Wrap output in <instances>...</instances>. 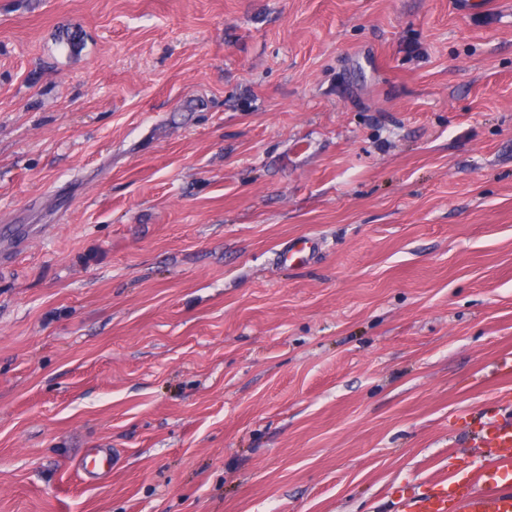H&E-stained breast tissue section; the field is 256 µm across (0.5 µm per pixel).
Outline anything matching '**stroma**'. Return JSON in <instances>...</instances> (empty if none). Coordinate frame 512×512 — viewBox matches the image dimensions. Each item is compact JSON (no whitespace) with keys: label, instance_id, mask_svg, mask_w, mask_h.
<instances>
[{"label":"stroma","instance_id":"1","mask_svg":"<svg viewBox=\"0 0 512 512\" xmlns=\"http://www.w3.org/2000/svg\"><path fill=\"white\" fill-rule=\"evenodd\" d=\"M0 254V512H398L512 400V0H0ZM318 250V244L312 239H303L298 244L288 243L282 247L278 254V260L283 263L303 262L313 258Z\"/></svg>","mask_w":512,"mask_h":512}]
</instances>
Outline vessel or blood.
Returning <instances> with one entry per match:
<instances>
[{"label":"vessel or blood","instance_id":"vessel-or-blood-1","mask_svg":"<svg viewBox=\"0 0 512 512\" xmlns=\"http://www.w3.org/2000/svg\"><path fill=\"white\" fill-rule=\"evenodd\" d=\"M317 250V242L305 239L283 246L278 259L302 262ZM474 441L491 453L485 466L441 474L417 496L403 498L402 512H512V418H488Z\"/></svg>","mask_w":512,"mask_h":512}]
</instances>
